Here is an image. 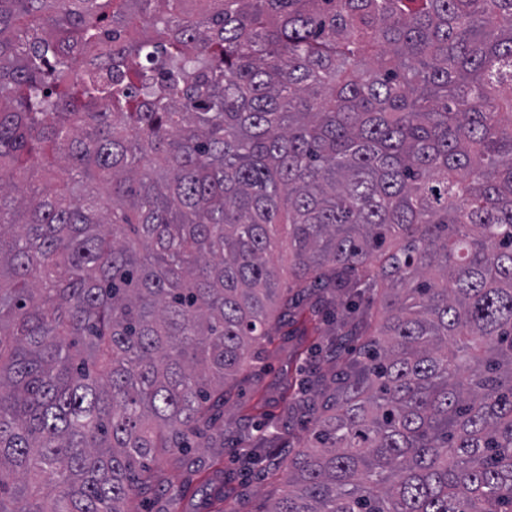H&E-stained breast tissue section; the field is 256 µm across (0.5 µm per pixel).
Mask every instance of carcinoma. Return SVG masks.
Instances as JSON below:
<instances>
[{"mask_svg": "<svg viewBox=\"0 0 512 512\" xmlns=\"http://www.w3.org/2000/svg\"><path fill=\"white\" fill-rule=\"evenodd\" d=\"M277 302L263 512H512V0H0V512L285 447L224 421Z\"/></svg>", "mask_w": 512, "mask_h": 512, "instance_id": "carcinoma-1", "label": "carcinoma"}]
</instances>
